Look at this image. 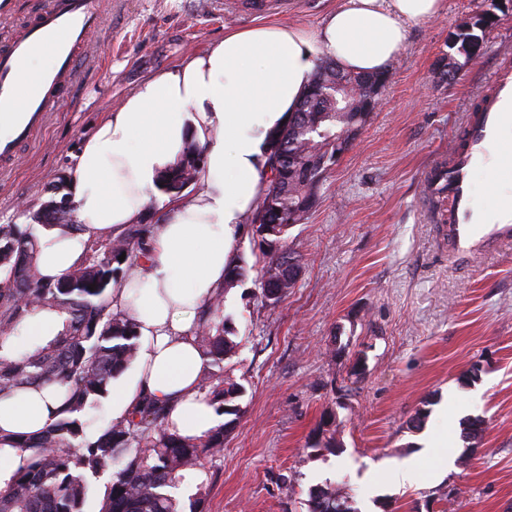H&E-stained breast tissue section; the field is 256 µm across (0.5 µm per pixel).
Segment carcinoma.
<instances>
[{
  "label": "carcinoma",
  "mask_w": 512,
  "mask_h": 512,
  "mask_svg": "<svg viewBox=\"0 0 512 512\" xmlns=\"http://www.w3.org/2000/svg\"><path fill=\"white\" fill-rule=\"evenodd\" d=\"M382 73L351 75L336 63H321L300 107L270 141L272 177L258 203L252 224L267 227L261 237L264 267L293 257L288 232L305 220L317 184L306 171L323 159L336 162L337 135L366 122L374 108L369 87ZM348 86L336 92V81ZM202 152L193 144L161 177L159 189L177 198L202 171ZM71 210L58 211L49 201L33 215V223L0 226V397L31 386L59 383L65 387L58 417L35 434H1L0 452L19 458L0 475V512H85L92 480L110 473L98 512H203L209 483L198 480L205 460L224 448V427L201 438L184 437L165 425L162 410L140 406L125 421L108 423L96 433L91 424L101 411L112 382L138 357L139 333L132 319L112 312V280L118 264L130 270L147 250L149 225L140 224L116 236L90 238L76 267L58 278L38 270L36 226L74 228ZM125 259L118 260L119 256ZM94 289H89V286ZM261 293L279 303L294 287L283 278L261 280ZM43 311L65 315L52 338L19 348L27 323ZM216 365L237 343L224 326V295L204 310L195 333ZM240 386L208 370L199 382L203 400L216 413ZM194 484L190 510L174 495L182 484ZM307 512H355L347 497L332 485L309 491Z\"/></svg>",
  "instance_id": "1"
}]
</instances>
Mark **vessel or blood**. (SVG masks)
Instances as JSON below:
<instances>
[{"mask_svg":"<svg viewBox=\"0 0 512 512\" xmlns=\"http://www.w3.org/2000/svg\"><path fill=\"white\" fill-rule=\"evenodd\" d=\"M103 0H49L22 35L0 52V102L10 101L14 77L29 58L48 50L54 65L26 93L24 107L10 113L14 128L0 140V171H8L21 143L27 142L55 112L63 90L74 79L77 59L98 27ZM486 184H512V69L494 72L473 109L458 144L424 176V190L439 209L446 230L449 260H471L512 242V194L476 197L474 171Z\"/></svg>","mask_w":512,"mask_h":512,"instance_id":"vessel-or-blood-1","label":"vessel or blood"}]
</instances>
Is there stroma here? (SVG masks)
Masks as SVG:
<instances>
[{
    "instance_id": "1",
    "label": "stroma",
    "mask_w": 512,
    "mask_h": 512,
    "mask_svg": "<svg viewBox=\"0 0 512 512\" xmlns=\"http://www.w3.org/2000/svg\"><path fill=\"white\" fill-rule=\"evenodd\" d=\"M47 2L0 0V50ZM242 2L106 0L60 109L0 175V225L31 223L47 201L69 198L83 138L152 75L235 28L316 30L338 0H264L260 12ZM446 4L411 28L378 109L325 173L308 220L290 229L302 271L287 298H262L252 232L235 247L247 272L224 312L238 348L222 367L241 391L224 403L204 512H307L310 488L325 483L357 512H421L430 501L437 512H512V244L468 268L450 264L421 186L494 71L512 62V0ZM489 10L480 56L437 79L453 34ZM474 418L485 430L471 440ZM429 434L466 463L450 469L442 452H425ZM408 458L418 482L400 488L384 469Z\"/></svg>"
}]
</instances>
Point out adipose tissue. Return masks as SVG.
I'll list each match as a JSON object with an SVG mask.
<instances>
[{"mask_svg": "<svg viewBox=\"0 0 512 512\" xmlns=\"http://www.w3.org/2000/svg\"><path fill=\"white\" fill-rule=\"evenodd\" d=\"M444 8L445 0H339L312 33L272 24L226 32L144 81L83 140L70 172L79 229L40 232L41 275L70 270L83 241L153 218L147 254L112 289L113 311L131 317L146 340L134 383L112 389L113 420L149 401L180 435L199 438L218 425L198 392L210 359L195 330L224 290L234 249L270 184L269 133L296 111L321 62L381 72L410 29ZM189 139L203 154L199 189L154 199L158 175ZM62 402L57 385L0 398V433L43 429Z\"/></svg>", "mask_w": 512, "mask_h": 512, "instance_id": "obj_1", "label": "adipose tissue"}]
</instances>
